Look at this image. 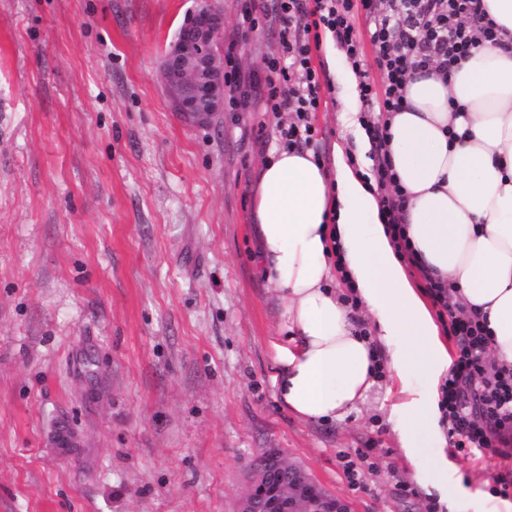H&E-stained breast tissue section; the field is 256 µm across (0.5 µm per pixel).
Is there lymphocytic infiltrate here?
<instances>
[{"label": "lymphocytic infiltrate", "mask_w": 512, "mask_h": 512, "mask_svg": "<svg viewBox=\"0 0 512 512\" xmlns=\"http://www.w3.org/2000/svg\"><path fill=\"white\" fill-rule=\"evenodd\" d=\"M369 23L374 62L381 86L359 83V95L368 110L398 112L411 72L432 67L450 72L474 49L495 42L497 24L481 0H242L241 36L255 32L260 22L276 26L280 49L264 60L262 75L242 78L234 69V46L225 59L234 111L259 106L277 116L276 135L285 149L313 146L317 129L313 116L322 103L324 72L313 63L324 33L351 60L355 71L364 68L356 15ZM374 147L372 175L379 195L380 220L386 226L405 264L422 273L423 290L439 307L444 325L456 342L457 357L441 386L440 406L448 420V437L460 452L479 451L512 456V370H487L488 328L479 314L450 303L448 288L425 276L407 235L403 211L407 195L388 158L387 127L371 123Z\"/></svg>", "instance_id": "f902f5d3"}]
</instances>
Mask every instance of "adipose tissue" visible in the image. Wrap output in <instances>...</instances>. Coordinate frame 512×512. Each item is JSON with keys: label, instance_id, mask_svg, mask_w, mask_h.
<instances>
[{"label": "adipose tissue", "instance_id": "adipose-tissue-1", "mask_svg": "<svg viewBox=\"0 0 512 512\" xmlns=\"http://www.w3.org/2000/svg\"><path fill=\"white\" fill-rule=\"evenodd\" d=\"M498 43L474 51L450 74L413 71L407 106L388 118V156L408 202L403 222L429 276L454 301L484 316L489 363L512 367V0H482ZM350 145L326 169L309 150H277L260 165L249 198L254 255L276 286L284 336L273 340L282 403L305 420L342 421L372 393L387 352L399 382L388 390L405 455L425 459L435 487L448 461L438 385L452 364L435 320L410 283L379 218L374 181L355 172L365 157L355 74L342 80ZM344 276L369 314L361 335L333 283Z\"/></svg>", "mask_w": 512, "mask_h": 512}]
</instances>
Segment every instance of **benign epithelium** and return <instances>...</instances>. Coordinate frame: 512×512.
<instances>
[{
  "instance_id": "1",
  "label": "benign epithelium",
  "mask_w": 512,
  "mask_h": 512,
  "mask_svg": "<svg viewBox=\"0 0 512 512\" xmlns=\"http://www.w3.org/2000/svg\"><path fill=\"white\" fill-rule=\"evenodd\" d=\"M224 13L208 5L190 12L180 37L161 58L159 69L174 109L203 122L224 111V56L217 42ZM237 512H351L346 499L327 492L307 470L277 449L265 451L238 501Z\"/></svg>"
}]
</instances>
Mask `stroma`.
<instances>
[{
  "label": "stroma",
  "instance_id": "stroma-1",
  "mask_svg": "<svg viewBox=\"0 0 512 512\" xmlns=\"http://www.w3.org/2000/svg\"><path fill=\"white\" fill-rule=\"evenodd\" d=\"M204 1L242 76L261 71L278 32L238 38L239 0H0V512H236L270 448L352 512H490L512 457L445 447L462 481L434 488L394 431L390 369L343 421L281 402L283 310L249 217L276 120H189L159 77ZM350 68L338 55L314 118L328 168Z\"/></svg>",
  "mask_w": 512,
  "mask_h": 512
}]
</instances>
